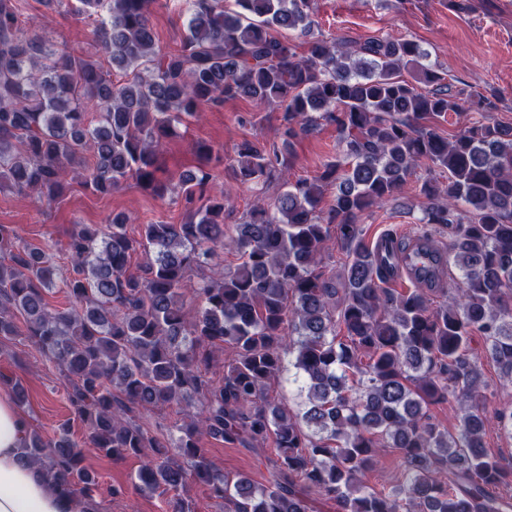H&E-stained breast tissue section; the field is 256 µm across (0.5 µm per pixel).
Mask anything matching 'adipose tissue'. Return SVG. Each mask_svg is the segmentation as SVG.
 <instances>
[{"mask_svg":"<svg viewBox=\"0 0 512 512\" xmlns=\"http://www.w3.org/2000/svg\"><path fill=\"white\" fill-rule=\"evenodd\" d=\"M26 430L12 398L0 393V512H79L74 498L60 494L36 466L23 462Z\"/></svg>","mask_w":512,"mask_h":512,"instance_id":"1","label":"adipose tissue"}]
</instances>
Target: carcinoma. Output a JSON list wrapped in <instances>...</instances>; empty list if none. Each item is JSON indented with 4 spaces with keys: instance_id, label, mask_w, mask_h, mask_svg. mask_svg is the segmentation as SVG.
<instances>
[{
    "instance_id": "carcinoma-1",
    "label": "carcinoma",
    "mask_w": 512,
    "mask_h": 512,
    "mask_svg": "<svg viewBox=\"0 0 512 512\" xmlns=\"http://www.w3.org/2000/svg\"><path fill=\"white\" fill-rule=\"evenodd\" d=\"M153 2L78 0L75 14L95 23L101 53L126 76L116 82L98 60L23 27L14 0H0V187L38 190L50 205L82 171L104 195L132 179L156 196L207 198L186 223L145 224L138 239L124 214L76 225L63 310L45 298L55 287L49 245L24 243L0 225V336H26L66 372L90 447L114 460L155 449L138 487L174 492L171 512H194L193 482L224 512H312L319 499L336 512H512V495L499 492L508 472L485 445L493 420L512 438V408L489 407L471 347L480 335L486 358L512 383V125L489 120L441 135L435 124L448 113L494 104L448 92L413 40L316 37L297 53L283 32L309 35L311 0H188L187 33L166 53L156 45ZM236 97L277 104L288 140L320 120L336 124L340 139L320 176L284 182L274 203L228 225L224 193L206 195L209 169L159 183L155 160L177 126ZM423 161L448 172L444 186L422 183L421 223L448 227L457 287L398 292L386 284L406 243L389 235L370 249L359 218ZM279 164L277 148L245 141L235 177L257 185ZM332 236L346 254L338 275L323 266ZM218 246L240 263L198 284L201 308L191 315L185 280ZM138 251L144 262L131 275ZM224 344L234 358L216 385L209 348ZM287 356L305 396L294 413L267 392ZM189 392L202 407L184 411L172 444L131 418L138 407L180 405ZM451 399L453 431L430 415ZM204 436L244 448L272 440L267 484L224 476L206 457ZM387 448L399 453L402 480L377 492L363 477ZM22 456L81 512H96L98 476L67 433L51 442L28 433Z\"/></svg>"
}]
</instances>
